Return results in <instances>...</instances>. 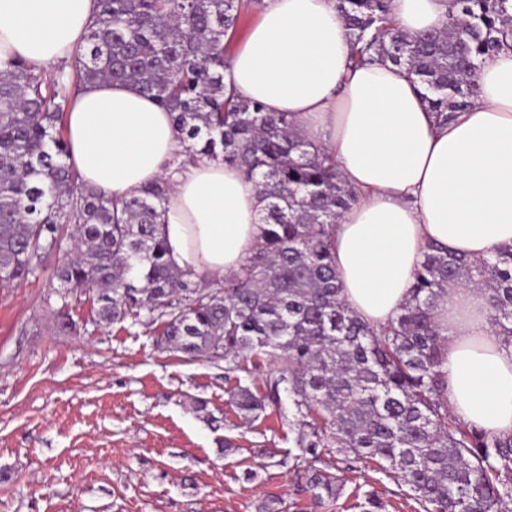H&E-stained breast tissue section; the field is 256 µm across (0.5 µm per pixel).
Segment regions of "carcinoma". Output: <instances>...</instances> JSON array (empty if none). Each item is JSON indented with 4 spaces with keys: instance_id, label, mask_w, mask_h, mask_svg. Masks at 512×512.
Listing matches in <instances>:
<instances>
[{
    "instance_id": "carcinoma-1",
    "label": "carcinoma",
    "mask_w": 512,
    "mask_h": 512,
    "mask_svg": "<svg viewBox=\"0 0 512 512\" xmlns=\"http://www.w3.org/2000/svg\"><path fill=\"white\" fill-rule=\"evenodd\" d=\"M255 0H97L96 20L70 68L48 78L24 59L0 68V287L58 265L61 331L75 292L92 295L98 321L127 319L157 331V345L185 363H224L225 376L267 361L264 388L237 384L230 404L246 422L290 402L298 430L292 468L320 504L336 477L304 466L318 448L396 474L424 512H512V436H487L448 412L440 367L445 339L434 310L442 292L471 283L486 294L495 334L512 338V246L473 263L430 244L412 296L376 329L350 310L334 266V224L358 192L332 158L299 137L286 112L224 92L225 39ZM508 0H452L448 24L409 35L390 0H336L355 61L384 59L422 86L446 123L470 106L484 60L512 37ZM128 83L169 112L190 149L222 158L265 201L255 251L224 278L174 268L158 219L170 201L161 180L126 200L79 182L65 137L86 84Z\"/></svg>"
}]
</instances>
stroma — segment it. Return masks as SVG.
<instances>
[{"mask_svg":"<svg viewBox=\"0 0 512 512\" xmlns=\"http://www.w3.org/2000/svg\"><path fill=\"white\" fill-rule=\"evenodd\" d=\"M57 262L0 288V512H264L275 497L299 512H362L369 493L384 512H422L395 475L333 450L310 461L336 476L335 498L314 505L288 460L287 418L249 424L230 405L235 384L263 388L265 368L234 382L208 361L182 362L142 325L96 322L85 296L60 331Z\"/></svg>","mask_w":512,"mask_h":512,"instance_id":"obj_1","label":"stroma"}]
</instances>
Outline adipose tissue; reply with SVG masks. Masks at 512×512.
Returning a JSON list of instances; mask_svg holds the SVG:
<instances>
[{
  "label": "adipose tissue",
  "instance_id": "ef3b65f1",
  "mask_svg": "<svg viewBox=\"0 0 512 512\" xmlns=\"http://www.w3.org/2000/svg\"><path fill=\"white\" fill-rule=\"evenodd\" d=\"M449 9L450 0H391L395 24L411 35L445 27ZM95 10V0H0V64L70 61ZM224 82L288 113L361 191L336 223L333 255L343 297L366 323L379 328L400 313L428 244L472 260L512 245V48L482 64L478 98L442 126L405 69L352 64L336 0H266ZM67 142L83 183L115 199L169 179L162 234L175 268L221 276L254 252L263 215L255 183L223 161L188 160L170 114L134 86L86 87ZM435 314L450 412L489 436H511L512 343L493 333L483 294L448 289Z\"/></svg>",
  "mask_w": 512,
  "mask_h": 512
}]
</instances>
